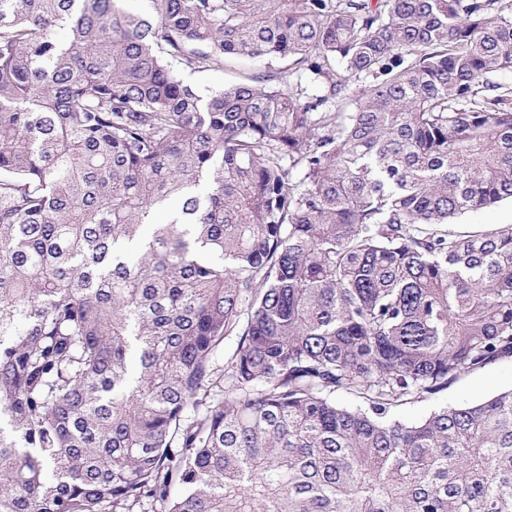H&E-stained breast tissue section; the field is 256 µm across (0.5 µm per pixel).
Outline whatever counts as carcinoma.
<instances>
[{"label":"carcinoma","mask_w":512,"mask_h":512,"mask_svg":"<svg viewBox=\"0 0 512 512\" xmlns=\"http://www.w3.org/2000/svg\"><path fill=\"white\" fill-rule=\"evenodd\" d=\"M125 2L0 0V512H512L395 416L512 356V0ZM288 63L281 60H267L260 62L226 60L224 71L182 72L185 84L191 86L196 92L207 94L210 90L223 85H230L240 81L244 73L251 71H286ZM457 224L461 227L512 224V202L504 201L491 208L466 213Z\"/></svg>","instance_id":"1"}]
</instances>
